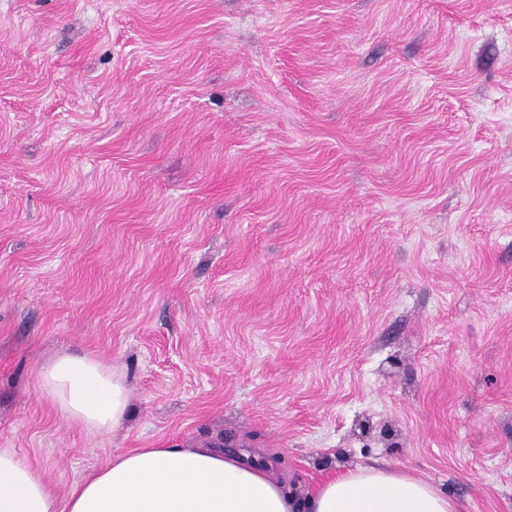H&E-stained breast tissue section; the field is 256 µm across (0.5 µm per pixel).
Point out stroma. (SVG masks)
<instances>
[{"mask_svg": "<svg viewBox=\"0 0 512 512\" xmlns=\"http://www.w3.org/2000/svg\"><path fill=\"white\" fill-rule=\"evenodd\" d=\"M216 439L512 512V0H0V448L63 494ZM38 379L58 413L88 431L108 433L128 415L126 378L108 361L61 352L40 368Z\"/></svg>", "mask_w": 512, "mask_h": 512, "instance_id": "obj_1", "label": "stroma"}]
</instances>
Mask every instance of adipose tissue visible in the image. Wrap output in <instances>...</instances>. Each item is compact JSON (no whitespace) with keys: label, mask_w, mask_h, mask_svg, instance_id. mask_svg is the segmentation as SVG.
<instances>
[{"label":"adipose tissue","mask_w":512,"mask_h":512,"mask_svg":"<svg viewBox=\"0 0 512 512\" xmlns=\"http://www.w3.org/2000/svg\"><path fill=\"white\" fill-rule=\"evenodd\" d=\"M39 391L66 420L108 433L129 412L122 372L90 355L57 354ZM0 512H463L432 480L390 463L348 468L296 494L268 467L200 448H133L113 454L66 494L14 448H0Z\"/></svg>","instance_id":"adipose-tissue-1"}]
</instances>
